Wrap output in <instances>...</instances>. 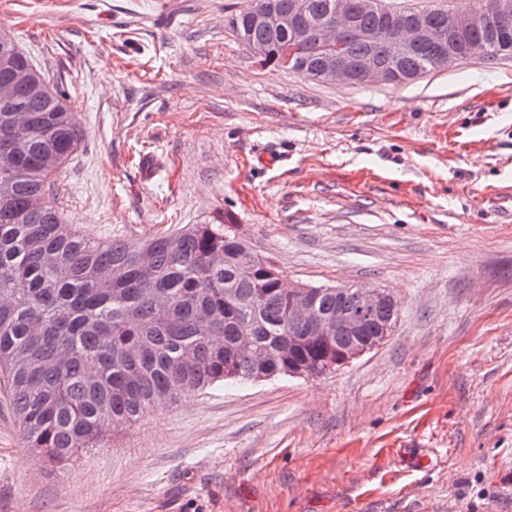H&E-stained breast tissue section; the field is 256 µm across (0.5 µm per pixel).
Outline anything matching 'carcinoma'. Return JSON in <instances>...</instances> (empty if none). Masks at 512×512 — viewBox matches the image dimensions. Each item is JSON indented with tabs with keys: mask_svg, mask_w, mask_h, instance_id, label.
Returning <instances> with one entry per match:
<instances>
[{
	"mask_svg": "<svg viewBox=\"0 0 512 512\" xmlns=\"http://www.w3.org/2000/svg\"><path fill=\"white\" fill-rule=\"evenodd\" d=\"M304 18L324 16L336 0H305ZM431 35L410 55L393 56L375 32L380 15L358 10L342 33L340 52L352 63L369 56L408 80L446 64L445 47L467 58L470 42L485 30L451 28L454 9H426ZM229 24L258 61L279 69L291 46L288 29L254 26L240 9ZM327 51L316 42L294 47L291 71L314 81ZM15 86L14 100L0 103V382L29 448L51 465H66L100 439L107 428L135 423L154 408L227 379L266 380L325 373L336 348L372 339L394 328L397 301L390 299L364 319L359 334L329 336L321 322L354 311L353 295L318 289L313 319L294 327L288 291L268 275L270 262L252 257L230 232L233 223L192 224L176 234L145 239L94 241L75 233L47 197L50 178L82 142L75 113L30 59L0 33V83ZM28 115L17 132L11 109ZM252 334L261 356L238 352V332ZM299 343L283 358L288 338Z\"/></svg>",
	"mask_w": 512,
	"mask_h": 512,
	"instance_id": "cac0c4a2",
	"label": "carcinoma"
}]
</instances>
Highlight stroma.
Segmentation results:
<instances>
[{
	"instance_id": "obj_1",
	"label": "stroma",
	"mask_w": 512,
	"mask_h": 512,
	"mask_svg": "<svg viewBox=\"0 0 512 512\" xmlns=\"http://www.w3.org/2000/svg\"><path fill=\"white\" fill-rule=\"evenodd\" d=\"M245 5L0 0L83 128L49 199L100 241L232 215L293 282L391 293L394 331L329 374L182 398L64 468L0 400V512H512V56L317 84L256 62L226 24Z\"/></svg>"
}]
</instances>
